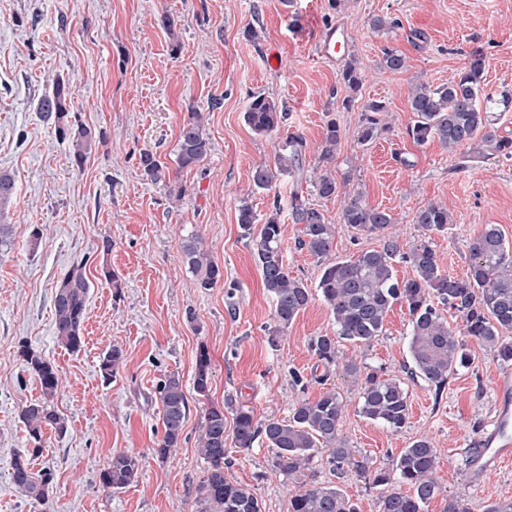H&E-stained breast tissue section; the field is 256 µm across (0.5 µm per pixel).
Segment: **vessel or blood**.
<instances>
[{
    "label": "vessel or blood",
    "instance_id": "1",
    "mask_svg": "<svg viewBox=\"0 0 512 512\" xmlns=\"http://www.w3.org/2000/svg\"><path fill=\"white\" fill-rule=\"evenodd\" d=\"M479 451L469 463L480 470L500 467L512 461V376L502 375L496 392L495 415L477 441Z\"/></svg>",
    "mask_w": 512,
    "mask_h": 512
}]
</instances>
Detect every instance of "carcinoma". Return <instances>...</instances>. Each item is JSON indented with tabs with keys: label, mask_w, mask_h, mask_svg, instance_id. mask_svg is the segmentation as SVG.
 <instances>
[{
	"label": "carcinoma",
	"mask_w": 512,
	"mask_h": 512,
	"mask_svg": "<svg viewBox=\"0 0 512 512\" xmlns=\"http://www.w3.org/2000/svg\"><path fill=\"white\" fill-rule=\"evenodd\" d=\"M378 66L390 72L406 70L403 54L386 47ZM486 54L473 48L468 63L457 78L433 85L417 80L412 83L408 105L414 120L406 128L413 143L423 147L438 141L450 152L464 149L463 158L478 159L493 155H511L512 139L500 137L494 128L491 112L512 111V90L504 89L494 96L483 92ZM342 80L352 95L342 100V107L359 104L361 118L357 143L366 145L390 131L389 108L381 99L358 101L356 93L362 83L356 59L346 62ZM71 92L59 82L52 94L38 103L44 120L54 126L58 138L68 144L72 165L82 168L96 143L95 132L83 124L76 112L67 108ZM245 122L259 135H278L285 126L288 113L264 94L250 98L244 113ZM341 145L340 127L336 119L326 121L319 145L318 168L312 186L322 198L339 192L331 164ZM307 144L303 136L289 133L279 143L274 166L258 164L252 169V183L257 190H267L280 175H290L301 183ZM211 151L202 115L192 112L180 126L175 148L176 165L180 169L198 166ZM144 175L155 183H163L169 195L180 199L184 187L176 181H162L165 163L155 155H140ZM15 194L12 174L0 170V210L11 203ZM292 222L298 225V244L310 255L323 258L329 254L336 226L319 209L303 201L292 203ZM340 221L368 235L384 239L381 248L364 251L357 258L323 262L317 294L330 310L336 330L315 338L310 349L323 368L306 378L292 372L293 383L302 389L316 383L323 391L316 398L304 397L293 407L286 420L256 419L252 408L229 400L223 406L212 405L203 414L199 435V453L207 463L195 498L196 512H261L258 498L247 487L228 478L227 444L249 449L257 440L271 450L275 471L296 480L288 496V512H360L356 502L337 486H322L307 480L313 460L323 455L329 470L337 479L349 469L376 487L383 488L381 512H427L429 504L441 496L436 480L438 453L433 443L420 437L402 449L393 468L370 470L369 462L358 457L340 435L346 412V401L336 388L328 386L331 367L338 364V340L353 345H369L383 335L388 312L396 304L405 306L409 314L408 349L413 367L411 375L423 380L440 393L448 378L472 361L468 340L502 363L512 362V244L496 224H487L468 239L469 256L465 276L452 277L442 269L432 246V235L447 229L452 222L448 206L429 203L417 210L413 222L421 229V240L407 252L400 249L398 236L392 232L395 219L386 211L372 208L363 200V193L347 192ZM237 224L242 236L252 244L261 272L263 286L273 301V326L268 328V342L276 345L288 327L303 312L314 294L301 279L288 272L281 247L282 224L280 207L258 223L253 205L246 200L237 208ZM184 261L200 282L210 288L222 277L219 266L204 249L199 237L183 244ZM398 263L408 265L404 278L396 274ZM86 261L71 268L59 283L54 298V330L58 342L75 352L83 345V323L91 282L85 275ZM458 313L461 323L452 325L440 313L438 305ZM28 368L38 377L40 399L25 406L20 418L30 435L41 440L44 430L64 431L62 418L52 407L59 378L55 367L33 353L24 354ZM124 351L111 347L103 357L100 369L103 378L112 379L124 362ZM343 379L360 387L358 412L362 417L392 431L408 424L410 399L405 383L394 375L365 371L355 358L342 365ZM210 357L202 348L197 357L194 376L195 391L204 396L209 391ZM161 404L163 436L154 454L164 459L178 447L182 428L189 412L183 384L176 375H167L157 386ZM232 415V433H226V414ZM141 467L139 457L114 452L107 467L100 473L103 487L120 490L132 483ZM12 482L27 498L42 505L49 503L51 479L48 474H34L28 460L18 456L12 464ZM407 490H402V487ZM443 497V496H441ZM442 512H472L467 500L443 497Z\"/></svg>",
	"instance_id": "1"
}]
</instances>
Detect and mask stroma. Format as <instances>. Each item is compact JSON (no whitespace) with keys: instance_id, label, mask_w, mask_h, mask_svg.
I'll return each mask as SVG.
<instances>
[{"instance_id":"stroma-1","label":"stroma","mask_w":512,"mask_h":512,"mask_svg":"<svg viewBox=\"0 0 512 512\" xmlns=\"http://www.w3.org/2000/svg\"><path fill=\"white\" fill-rule=\"evenodd\" d=\"M177 21L176 37L159 25L161 15ZM397 21L374 31L370 21ZM346 30L361 68V98L390 107L391 130L373 143L356 144L359 110L341 107V73L346 57L322 59L320 34ZM486 53L485 89L512 88V0H0V170L15 178L11 204L0 213L10 225L11 246L0 256V512H187L206 462L197 448L205 408L225 399L251 407L258 420L287 419L301 397L292 371L310 376L316 360L309 344L329 333L332 316L313 298L269 346L273 303L252 252L237 224V207L248 200L258 217L280 207L282 250L290 274L316 287L321 264L297 245L290 216L293 193L321 210L336 226L330 256L347 259L379 248L382 240L339 221L343 199L319 197L311 183L282 176L267 190H254L253 166L273 164L278 138L256 134L244 121L251 94L283 104L289 131L306 140V174L317 165L328 119L341 128L334 163L348 189L366 203L389 211L409 251L421 237L415 212L442 202L452 222L433 234L445 272L464 276L466 239L486 224L498 225L512 241V156L463 162L439 142L416 146L406 134L412 76L432 84L452 80L472 48ZM403 53L407 70L379 69L383 48ZM278 50L279 68L266 65ZM72 90L71 111L103 141L93 146L83 169L70 163L67 144L37 111L39 99L56 82ZM200 112L212 148L190 170L174 167L180 126ZM150 151L170 165L171 179L186 189L169 198L139 167ZM411 168H404L403 160ZM42 228L33 237L34 228ZM202 233L204 245L224 277L201 288L182 256V244ZM111 242L103 250V242ZM91 282L84 343L71 353L54 335L56 287L76 262ZM117 276L106 282L103 269ZM409 316L394 305L385 331L371 345L353 348L367 369L383 368L404 379L410 396L406 427L393 432L357 411L359 390L340 373L330 381L348 404L341 435L372 467L388 468L402 448L426 437L439 457L437 476L446 495L468 499L475 512L485 502L512 499V464L476 475L468 452L492 420L495 386L506 367L476 341L469 368L449 377L442 395L408 377ZM125 362L111 381L100 364L112 345ZM211 360L207 395L193 385L196 356ZM48 359L59 374L54 399L67 421L66 433L45 430L30 439L21 409L40 396L37 376L24 351ZM183 382L189 412L182 439L167 459L155 456L163 435L156 387L165 376ZM139 455L136 481L104 490L99 475L112 452ZM49 473L48 504L29 501L11 479L15 457ZM228 478L251 487L262 512H287L288 480L272 468L262 442L229 449ZM317 484H339L360 512H380V488L357 474L336 479L323 460H314Z\"/></svg>"}]
</instances>
